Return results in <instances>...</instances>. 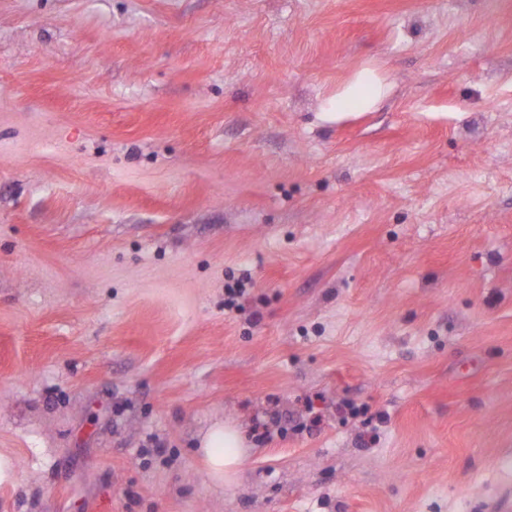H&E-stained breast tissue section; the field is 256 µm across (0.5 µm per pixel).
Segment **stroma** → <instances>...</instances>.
Here are the masks:
<instances>
[{
	"label": "stroma",
	"mask_w": 512,
	"mask_h": 512,
	"mask_svg": "<svg viewBox=\"0 0 512 512\" xmlns=\"http://www.w3.org/2000/svg\"><path fill=\"white\" fill-rule=\"evenodd\" d=\"M0 450V512H496L512 0H0ZM387 92L388 87L373 72L362 71L354 77L340 95L336 96V112H342L339 103L343 99L354 102L359 110H370ZM240 431L230 422L215 420L199 437V451L204 457L211 482L224 486L233 481L246 453Z\"/></svg>",
	"instance_id": "1"
}]
</instances>
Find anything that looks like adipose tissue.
<instances>
[{
	"mask_svg": "<svg viewBox=\"0 0 512 512\" xmlns=\"http://www.w3.org/2000/svg\"><path fill=\"white\" fill-rule=\"evenodd\" d=\"M199 450L209 479L221 485L233 481L246 453V444L232 423L216 420L200 435Z\"/></svg>",
	"mask_w": 512,
	"mask_h": 512,
	"instance_id": "adipose-tissue-1",
	"label": "adipose tissue"
}]
</instances>
